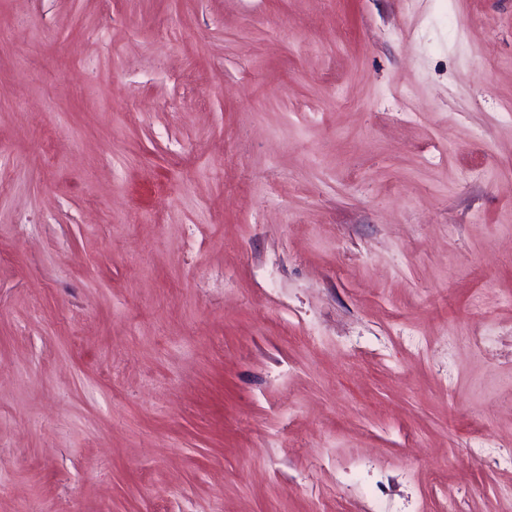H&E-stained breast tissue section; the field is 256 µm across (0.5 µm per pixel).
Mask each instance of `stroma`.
Segmentation results:
<instances>
[{"label":"stroma","mask_w":512,"mask_h":512,"mask_svg":"<svg viewBox=\"0 0 512 512\" xmlns=\"http://www.w3.org/2000/svg\"><path fill=\"white\" fill-rule=\"evenodd\" d=\"M0 512H512V0H0Z\"/></svg>","instance_id":"35a3bbf8"}]
</instances>
